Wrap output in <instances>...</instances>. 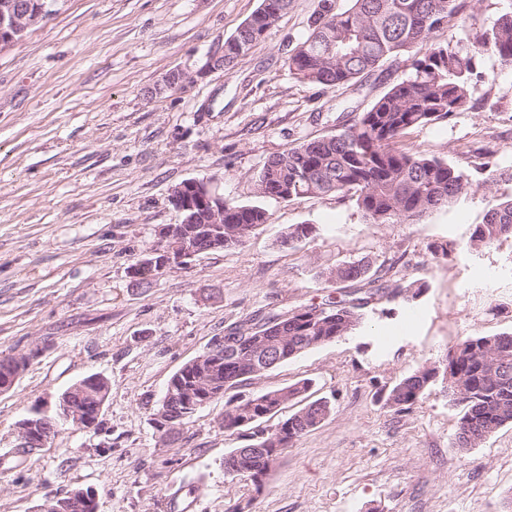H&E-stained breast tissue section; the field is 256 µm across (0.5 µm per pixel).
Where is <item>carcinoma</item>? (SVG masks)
Here are the masks:
<instances>
[{"mask_svg": "<svg viewBox=\"0 0 512 512\" xmlns=\"http://www.w3.org/2000/svg\"><path fill=\"white\" fill-rule=\"evenodd\" d=\"M321 9L310 34L299 42L287 59L288 69L298 78L325 88L355 85L387 63L409 56L432 34L447 28L461 11L459 0H351L344 11L333 0H320ZM291 0H260L258 8L236 32L224 39V69L235 66L261 36L288 10ZM467 39L474 53L451 42L431 45L425 55L411 57L410 71L392 83L363 112L350 118L332 135L300 142L270 159L261 169L257 193L273 198L286 189L288 198L336 194L355 198L370 224H405L444 209L467 194L473 186L460 167L437 156L407 150L401 139L412 129L448 120L473 107L472 82L477 75L475 55L496 59L503 69H512V0L492 25L469 30ZM267 211L258 206L228 202L224 205V248L241 246L261 225ZM186 243L205 250L211 246L209 224H185ZM506 234L512 235V197L492 205L471 237L474 246L489 247ZM147 255L132 265L136 286L149 288L163 271L152 266ZM325 281L348 283L354 298L327 306L307 305L295 310L269 311L231 323L224 338L246 341L257 335L272 336L285 363L317 347L350 335L362 320V310L385 287L360 259L337 266ZM205 353L183 364L170 380L187 396L195 379L205 374L212 394L228 396L224 403V428L249 430V447L277 448L278 425H270L272 410L293 399H305L306 380L247 398L229 395L262 375L244 372V367L224 358L214 365L202 360ZM27 362L0 358V386L10 384L25 370ZM448 381L453 401L464 413L455 445L463 450L479 446L499 428L512 425V334L468 337L439 368L425 365L402 377L380 401L395 411L411 408L430 389L429 379ZM84 387H68L67 401L100 426L99 406L108 399L111 385L97 374L82 379ZM333 411L325 398L306 402L287 419L288 443L309 432ZM70 512H96L70 491L62 496Z\"/></svg>", "mask_w": 512, "mask_h": 512, "instance_id": "carcinoma-1", "label": "carcinoma"}]
</instances>
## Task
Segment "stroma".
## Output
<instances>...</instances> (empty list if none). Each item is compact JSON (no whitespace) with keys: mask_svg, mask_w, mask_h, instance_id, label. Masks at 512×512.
Here are the masks:
<instances>
[{"mask_svg":"<svg viewBox=\"0 0 512 512\" xmlns=\"http://www.w3.org/2000/svg\"><path fill=\"white\" fill-rule=\"evenodd\" d=\"M259 0H57L53 14L0 53V358L30 355L0 393V512H36L75 487L97 512H512V426L478 447L454 441L461 409L438 382L410 411L377 396L470 336L512 333V237L472 245L489 206L512 196V70L481 57L476 107L411 130L404 147L472 172L477 186L409 224H370L333 194L259 196L264 164L334 133L401 78L386 65L362 87L297 78L286 58L319 0H292L230 70L200 75L213 44ZM500 0H465L453 27L433 34L471 50L470 28L490 24ZM177 91L148 89L172 70ZM491 162L505 179L482 185ZM211 177L225 199L256 204L268 224L236 248L174 266L151 288L130 266L179 223L172 188ZM313 225L286 245L288 227ZM454 243L455 257L434 256ZM368 259L380 284L425 283L413 304L382 298L352 335L312 349L245 386L248 394L307 379L329 418L284 450L262 489L227 476L241 430L222 426L224 401L196 411L178 441L154 413L171 375L229 323L271 309L347 298L327 285L336 265ZM91 374L111 383L98 431L65 424L46 446L17 448V423L51 412L59 393Z\"/></svg>","mask_w":512,"mask_h":512,"instance_id":"1","label":"stroma"}]
</instances>
